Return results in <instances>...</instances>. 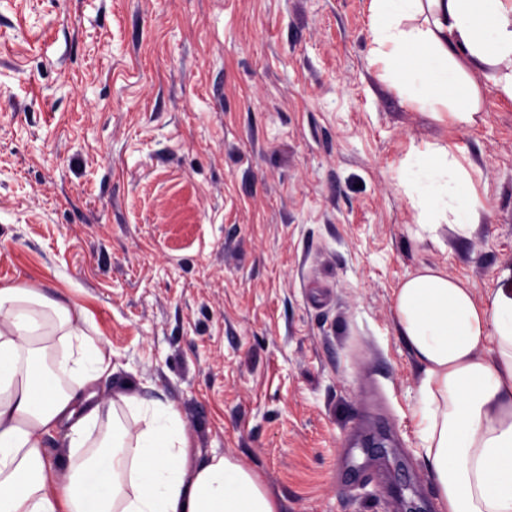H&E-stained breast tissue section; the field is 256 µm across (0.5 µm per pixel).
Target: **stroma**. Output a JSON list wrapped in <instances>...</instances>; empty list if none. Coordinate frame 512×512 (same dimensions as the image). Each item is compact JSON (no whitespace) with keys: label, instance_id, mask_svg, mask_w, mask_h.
<instances>
[{"label":"stroma","instance_id":"stroma-1","mask_svg":"<svg viewBox=\"0 0 512 512\" xmlns=\"http://www.w3.org/2000/svg\"><path fill=\"white\" fill-rule=\"evenodd\" d=\"M371 0H0V287L79 304L197 461L279 512H443L394 311L424 266L476 299L512 267V99L468 65L474 126L369 63ZM459 147L470 236L419 224L404 168Z\"/></svg>","mask_w":512,"mask_h":512}]
</instances>
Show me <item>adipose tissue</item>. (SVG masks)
I'll return each instance as SVG.
<instances>
[{
  "label": "adipose tissue",
  "instance_id": "ef3b65f1",
  "mask_svg": "<svg viewBox=\"0 0 512 512\" xmlns=\"http://www.w3.org/2000/svg\"><path fill=\"white\" fill-rule=\"evenodd\" d=\"M370 62L413 106L474 125L480 91L464 68L512 99V0H371ZM421 223L469 236L482 205L455 152L407 170ZM483 302L424 267L396 294L422 401L421 459L444 512H512V270ZM83 309L28 285L0 287V512H278L259 476L235 459L194 462L174 403L116 391L108 448L87 454L101 405L91 390L111 358L82 328ZM494 341L493 356L482 354ZM61 435L64 464L43 438Z\"/></svg>",
  "mask_w": 512,
  "mask_h": 512
}]
</instances>
